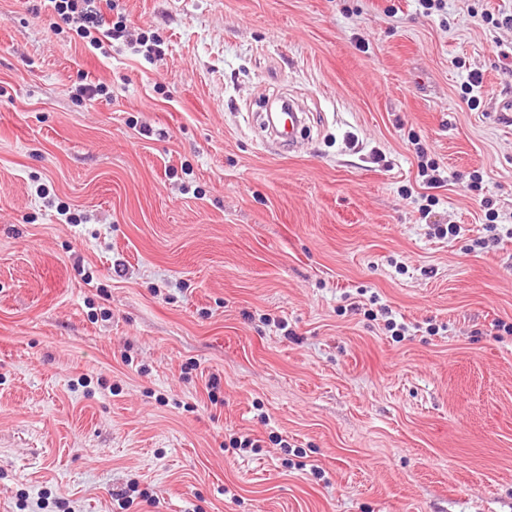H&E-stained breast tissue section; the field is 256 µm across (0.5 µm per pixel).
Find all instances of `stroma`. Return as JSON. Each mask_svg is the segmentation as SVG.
Segmentation results:
<instances>
[{
  "instance_id": "stroma-1",
  "label": "stroma",
  "mask_w": 512,
  "mask_h": 512,
  "mask_svg": "<svg viewBox=\"0 0 512 512\" xmlns=\"http://www.w3.org/2000/svg\"><path fill=\"white\" fill-rule=\"evenodd\" d=\"M120 3L160 59L0 0V512H512V0ZM306 117L307 113L300 112L290 100L288 101V129L285 128L280 133L283 136L278 138L281 145H288V149L291 148L296 133L305 127ZM285 137H288V139Z\"/></svg>"
}]
</instances>
